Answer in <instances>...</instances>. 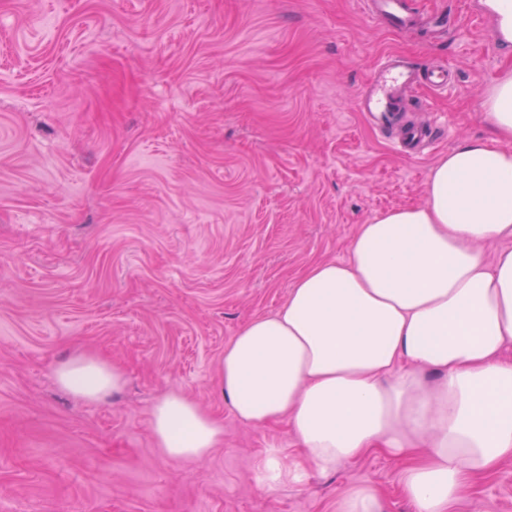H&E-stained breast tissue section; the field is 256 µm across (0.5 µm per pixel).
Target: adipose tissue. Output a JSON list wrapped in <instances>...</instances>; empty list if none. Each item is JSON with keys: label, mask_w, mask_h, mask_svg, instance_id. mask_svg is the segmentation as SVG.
I'll use <instances>...</instances> for the list:
<instances>
[{"label": "adipose tissue", "mask_w": 512, "mask_h": 512, "mask_svg": "<svg viewBox=\"0 0 512 512\" xmlns=\"http://www.w3.org/2000/svg\"><path fill=\"white\" fill-rule=\"evenodd\" d=\"M492 141L455 146L425 200L360 225L347 261L319 262L276 312L249 321L219 365L224 401L242 422L287 419L301 458L270 451L264 482L297 484L371 449L411 458L403 488L417 512H453L471 476L512 458V74L488 90ZM96 401L123 373L94 356L55 371ZM154 442L201 461L224 423L188 396L153 407Z\"/></svg>", "instance_id": "1"}]
</instances>
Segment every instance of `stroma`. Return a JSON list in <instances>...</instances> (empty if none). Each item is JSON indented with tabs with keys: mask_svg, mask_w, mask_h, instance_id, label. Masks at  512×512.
Listing matches in <instances>:
<instances>
[{
	"mask_svg": "<svg viewBox=\"0 0 512 512\" xmlns=\"http://www.w3.org/2000/svg\"><path fill=\"white\" fill-rule=\"evenodd\" d=\"M465 2L421 0L459 18L451 37L393 33L360 0H0V512H336L357 486L415 512L405 461L378 452L259 484L298 439L237 420L217 372L311 265L346 261L359 225L423 203L448 150L491 138L481 102L512 54ZM395 55L457 74L407 115L447 124L416 158L357 109ZM82 353L123 387L61 388L54 367ZM170 392L224 422L202 462L154 445ZM458 512H512V458ZM308 475L306 467L298 461H286L275 449L269 452L261 480L272 484L302 483Z\"/></svg>",
	"mask_w": 512,
	"mask_h": 512,
	"instance_id": "1",
	"label": "stroma"
}]
</instances>
